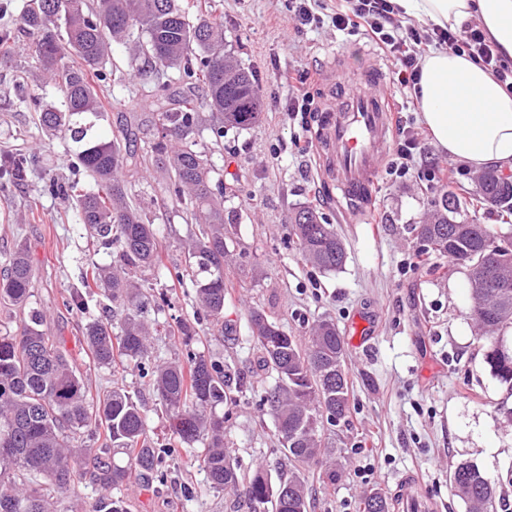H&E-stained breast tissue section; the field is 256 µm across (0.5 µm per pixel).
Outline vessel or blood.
Segmentation results:
<instances>
[{
  "mask_svg": "<svg viewBox=\"0 0 512 512\" xmlns=\"http://www.w3.org/2000/svg\"><path fill=\"white\" fill-rule=\"evenodd\" d=\"M321 80L339 82L344 98L320 108L322 120L315 133L317 172L322 179L335 182L336 202L344 216L353 222L364 221L395 131L386 73L377 57L350 66L336 52ZM395 497L398 512H435V503L415 475L401 479Z\"/></svg>",
  "mask_w": 512,
  "mask_h": 512,
  "instance_id": "b4317fda",
  "label": "vessel or blood"
}]
</instances>
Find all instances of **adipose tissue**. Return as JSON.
Segmentation results:
<instances>
[{
  "label": "adipose tissue",
  "instance_id": "1",
  "mask_svg": "<svg viewBox=\"0 0 512 512\" xmlns=\"http://www.w3.org/2000/svg\"><path fill=\"white\" fill-rule=\"evenodd\" d=\"M423 26L474 20L512 58V0H395ZM419 105L437 149L471 169L512 172V92L467 55L442 48L421 61Z\"/></svg>",
  "mask_w": 512,
  "mask_h": 512
}]
</instances>
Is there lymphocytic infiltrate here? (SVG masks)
Returning <instances> with one entry per match:
<instances>
[{"label":"lymphocytic infiltrate","mask_w":512,"mask_h":512,"mask_svg":"<svg viewBox=\"0 0 512 512\" xmlns=\"http://www.w3.org/2000/svg\"><path fill=\"white\" fill-rule=\"evenodd\" d=\"M393 0H343L332 16L337 30L374 42L396 58L399 67L393 82L414 91L420 62L430 47L445 46L465 53L512 91V66L483 29L469 24L457 29L402 27Z\"/></svg>","instance_id":"obj_1"}]
</instances>
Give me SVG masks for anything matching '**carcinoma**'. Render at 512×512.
<instances>
[{
	"instance_id": "obj_1",
	"label": "carcinoma",
	"mask_w": 512,
	"mask_h": 512,
	"mask_svg": "<svg viewBox=\"0 0 512 512\" xmlns=\"http://www.w3.org/2000/svg\"><path fill=\"white\" fill-rule=\"evenodd\" d=\"M22 26L32 36L38 62L49 76L57 100L34 96L39 127L76 145L77 159L97 184L79 192V184L49 178L53 194L73 196L79 223L91 237L113 248L119 263L85 272L87 288H102L112 302L111 315L91 323L84 342L97 364L118 371L150 360L153 328L140 319L147 296L142 275L159 266L160 242L143 210L130 204L125 173L152 160L167 178L166 200L180 207L190 224L201 226L183 246L184 263L173 277L190 282L204 317L231 336L236 325L224 321L229 270L243 266L244 251L232 225L224 223V185L198 138L203 131L215 141L224 128L246 129L259 115L261 98L251 71L224 42V18L199 13L187 0H28ZM131 63L144 58L156 72L171 69L183 85L165 96L171 81L158 85L159 107L153 129L144 132L148 150L140 155L121 147L135 133L122 130L111 140L96 129L104 120L98 89L88 72L110 62L112 44L133 34ZM203 97L195 95L197 87ZM29 156L8 158L12 176H26ZM495 204L512 214V188L493 170L482 173L475 187L460 193L443 186L431 199L430 216L419 225L421 254H434L469 267V316L483 341L490 374L512 394V238L491 224L460 218L462 206ZM288 224L304 257L323 272H336L347 259L334 225L309 205L296 208ZM32 266L28 247L19 244L0 269V305L24 314L21 331L0 335V512H57L51 489L67 491L77 476H90L104 495L93 512H127L117 492L137 470L160 472L162 451L150 435L142 405L123 386L95 398L61 342L43 329V315L30 306ZM251 335L261 351L262 367L274 379L264 391L263 406L273 419L290 464L288 478L272 481L258 468L239 472L224 445L222 404L237 405L231 374L205 355L187 362L153 366V389L179 443L203 445L196 462L211 488L243 487L254 512H310L303 471L316 468L322 487L336 484L335 465L324 460V424L346 419L350 379L345 368L346 341L336 323L317 321L308 336L288 333L265 309L248 314ZM105 426L112 446L94 439ZM453 493L469 512H496V485L478 467L460 461L451 466ZM362 512H393L380 492H369Z\"/></svg>"
}]
</instances>
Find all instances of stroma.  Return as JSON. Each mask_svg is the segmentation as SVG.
<instances>
[{"mask_svg": "<svg viewBox=\"0 0 512 512\" xmlns=\"http://www.w3.org/2000/svg\"><path fill=\"white\" fill-rule=\"evenodd\" d=\"M25 0H0V33L12 46L0 54V160L16 151L30 154L23 181L0 177V258L17 243L29 248L33 269V307L46 317L45 327L59 339L88 380L92 394L122 382L141 400L148 425L161 443H169L166 415L150 383L149 365L128 366L119 373L98 366L83 335L87 325L103 318L110 301L95 291L85 308L68 300L81 285L86 269L111 265L114 251L90 239L73 203L46 192L50 177H77L70 140L40 132L33 109L22 96L44 94L55 99L32 46L22 31ZM289 0H210L224 18L231 51L255 75L262 99L259 121L245 130L225 133L213 159L224 168V182L237 196L224 205L225 223L235 225L246 263L233 276L234 288L224 307L225 319L237 332L215 336L208 322L197 320L194 291L166 277L151 280L153 291H165L168 303H148L141 316L158 324L151 338L155 356L171 361L202 353L233 373L238 404L227 411L224 435L242 471L264 467L272 478L287 476L288 462L272 418L260 397L264 377L259 352L250 337L247 308L266 310L295 335L305 334L313 320L331 317L346 338V368L353 383L346 421L325 425L340 476L335 487L322 488L315 473L305 480L312 494L311 512H359L365 492L393 493L398 480L416 472L439 512H467L449 484L451 464L468 461L493 481L499 492L498 512H512V423L503 416L512 396L489 373L477 331L469 318L468 270H442L432 257L409 267L418 253L416 227L434 195L423 178L432 163L449 165V186L470 188L478 176L449 161L434 146L420 118L417 99H410L402 118L417 133L423 150L410 161L402 178L381 172L374 189L368 224H348L336 204L334 184L321 182L313 153H299L295 138L313 137L318 112H291L293 89L288 77L309 74L313 99L327 98L319 79L328 52L344 48L360 64L369 41L336 30V0L315 6L316 21L300 24ZM128 45L113 44L101 98L108 119L98 131L112 139L131 114L156 110L157 79L150 71L130 67ZM132 201L144 205L160 240L162 266L183 259L182 242L197 233L173 207L156 206L162 198V173L155 166L129 172ZM312 204L334 224L347 248L342 270L323 273L299 253L289 235L288 217L301 204ZM193 322L195 333L182 336L179 321ZM369 322L371 336L357 335L356 321ZM193 451L177 446L167 460L168 476L133 475L123 487L127 512H253L243 491H216L205 473L191 463Z\"/></svg>", "mask_w": 512, "mask_h": 512, "instance_id": "obj_1", "label": "stroma"}]
</instances>
